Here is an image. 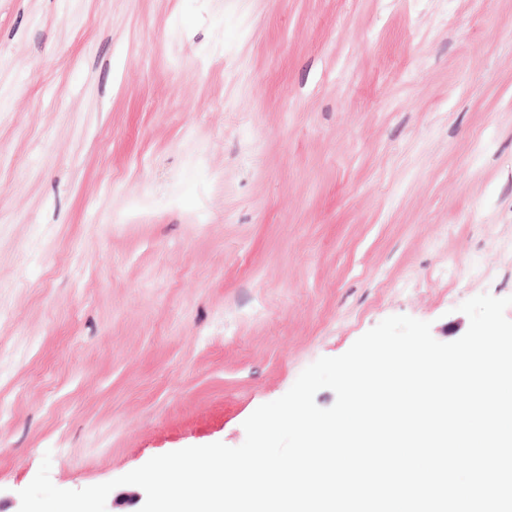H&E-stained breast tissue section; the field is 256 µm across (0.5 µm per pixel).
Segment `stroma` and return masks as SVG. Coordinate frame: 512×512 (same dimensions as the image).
Listing matches in <instances>:
<instances>
[{
	"mask_svg": "<svg viewBox=\"0 0 512 512\" xmlns=\"http://www.w3.org/2000/svg\"><path fill=\"white\" fill-rule=\"evenodd\" d=\"M512 296V0H0V512Z\"/></svg>",
	"mask_w": 512,
	"mask_h": 512,
	"instance_id": "obj_1",
	"label": "stroma"
}]
</instances>
